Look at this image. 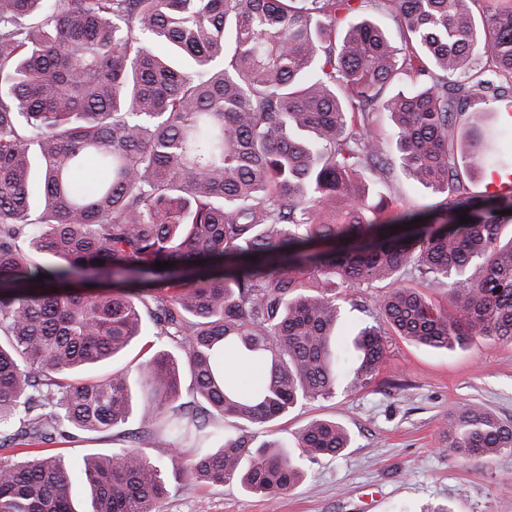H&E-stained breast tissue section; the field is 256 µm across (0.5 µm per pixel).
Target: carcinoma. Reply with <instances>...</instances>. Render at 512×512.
Listing matches in <instances>:
<instances>
[{
    "mask_svg": "<svg viewBox=\"0 0 512 512\" xmlns=\"http://www.w3.org/2000/svg\"><path fill=\"white\" fill-rule=\"evenodd\" d=\"M470 2L0 0V434L27 448L0 461V512H77L66 462L34 448L65 426L98 438L127 423L128 374L84 370L146 320L160 349L139 376L156 428L82 459L86 512H156L171 474L274 498L303 457L347 448L327 419L302 429L297 453L224 431L333 393L348 360L372 375L380 326L350 359L336 346L345 283L390 286L378 313L411 343H512V193L470 192L454 149L456 129L477 125L473 99L512 107V7L481 27ZM367 6L395 31L349 21ZM392 83L406 89L385 94ZM496 161L474 139L469 163ZM89 163L102 177L81 190ZM396 169L446 201L413 211L364 178ZM407 266L416 287L398 280ZM422 287L448 289L451 312ZM230 357L266 367L259 389L226 382ZM162 434L196 442L193 457L168 468L145 453ZM448 439L492 458L512 449V423L466 407Z\"/></svg>",
    "mask_w": 512,
    "mask_h": 512,
    "instance_id": "cac0c4a2",
    "label": "carcinoma"
}]
</instances>
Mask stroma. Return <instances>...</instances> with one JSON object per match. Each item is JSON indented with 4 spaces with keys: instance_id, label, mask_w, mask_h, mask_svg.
<instances>
[{
    "instance_id": "35a3bbf8",
    "label": "stroma",
    "mask_w": 512,
    "mask_h": 512,
    "mask_svg": "<svg viewBox=\"0 0 512 512\" xmlns=\"http://www.w3.org/2000/svg\"><path fill=\"white\" fill-rule=\"evenodd\" d=\"M377 191L409 208L441 201L401 173L375 180ZM337 340L349 347L375 313L376 288L348 287ZM383 358L366 381L345 369L330 395L306 401L270 423L248 430L258 439L296 448L300 430L324 418L344 426L351 443L339 455L303 459L304 476L288 492L267 499L238 483L170 481L160 512H512V450L463 459L448 446L449 411L483 407L512 422V344L483 336L467 345L437 349L386 331ZM65 429L43 452L77 463L112 448Z\"/></svg>"
}]
</instances>
